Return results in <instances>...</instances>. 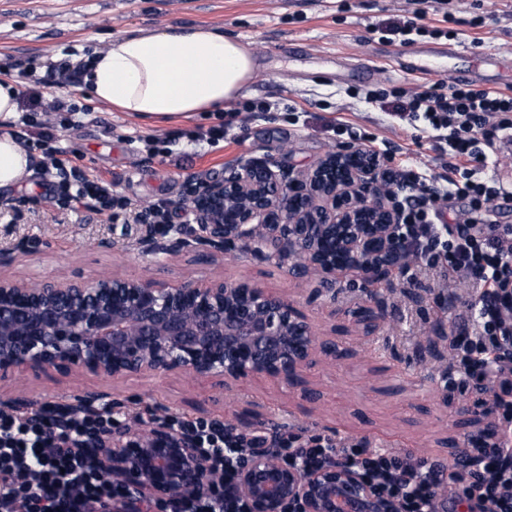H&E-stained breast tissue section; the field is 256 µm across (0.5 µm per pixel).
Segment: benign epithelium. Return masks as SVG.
Returning a JSON list of instances; mask_svg holds the SVG:
<instances>
[{"mask_svg":"<svg viewBox=\"0 0 512 512\" xmlns=\"http://www.w3.org/2000/svg\"><path fill=\"white\" fill-rule=\"evenodd\" d=\"M389 177L361 149L330 151L306 171L251 158L224 178L193 188L179 203L196 227L145 225L138 254L206 250L216 256L270 247L283 258L296 252L303 261L288 272L317 279L316 293L334 305L336 273L354 271L374 284L401 259V205L382 189ZM336 236L348 257L343 265L321 249ZM352 317L368 333L384 319L377 305L360 306ZM319 353L341 357L336 343L317 335L292 300L258 285H173L129 275L65 283L0 277V382L52 368L112 379L188 373L215 378L228 389L250 377L292 383L314 367ZM487 400L477 388L473 405L480 412L458 408L461 441H451L454 458H467L468 448L493 436ZM98 401L94 394L78 396L67 409L104 410ZM0 412L41 417L20 399H0ZM83 448L99 472L128 494L112 512H140L151 501L178 512L181 503L219 481L202 449L164 417L147 430L112 429ZM234 492L243 512H398L397 502L350 464L305 469L264 446L236 468Z\"/></svg>","mask_w":512,"mask_h":512,"instance_id":"7a95c632","label":"benign epithelium"}]
</instances>
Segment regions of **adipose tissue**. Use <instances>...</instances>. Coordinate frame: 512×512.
<instances>
[{
    "mask_svg": "<svg viewBox=\"0 0 512 512\" xmlns=\"http://www.w3.org/2000/svg\"><path fill=\"white\" fill-rule=\"evenodd\" d=\"M82 81L98 103L149 122L188 121L218 112L253 77V54L217 27L121 33L81 57ZM19 90L0 81V189L29 175L32 155L7 129L17 118Z\"/></svg>",
    "mask_w": 512,
    "mask_h": 512,
    "instance_id": "ef3b65f1",
    "label": "adipose tissue"
}]
</instances>
